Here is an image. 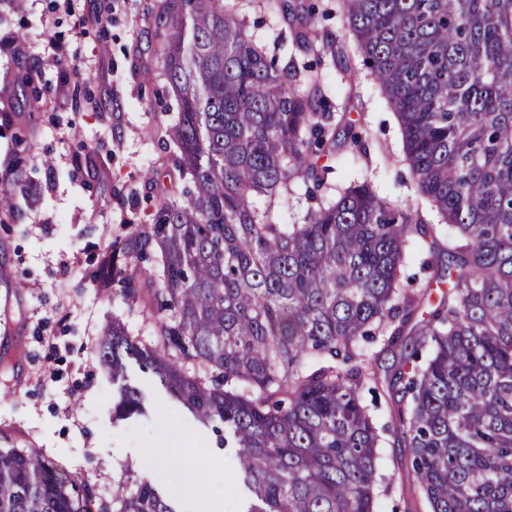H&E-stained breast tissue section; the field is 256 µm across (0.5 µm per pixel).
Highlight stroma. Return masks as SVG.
Here are the masks:
<instances>
[{"mask_svg": "<svg viewBox=\"0 0 512 512\" xmlns=\"http://www.w3.org/2000/svg\"><path fill=\"white\" fill-rule=\"evenodd\" d=\"M164 3L0 0V73L38 64L28 80L0 82V179L22 168L29 189L17 199L22 219L0 214V357L8 360L0 430L101 498L111 496L121 463H139L142 448L161 443L170 459L162 483L175 488L177 512H199L200 495L214 491L202 471L230 455L132 359L126 382L146 413L115 419L117 388L98 353L103 331L118 317L149 343L156 320L91 280L106 244L148 223L162 196L188 185L175 167L176 146L160 132L177 115L155 52L153 18ZM238 8L266 52L288 59L279 16L260 0H238ZM96 13L103 24L79 25L80 15ZM299 59L321 78L333 122L352 126L363 142L361 151L341 147L324 157L331 172L321 197L364 177L380 196L437 222L410 178L395 111L361 57L335 59L317 48ZM77 85L89 90L91 106L75 108Z\"/></svg>", "mask_w": 512, "mask_h": 512, "instance_id": "35a3bbf8", "label": "stroma"}]
</instances>
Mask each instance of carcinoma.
I'll return each mask as SVG.
<instances>
[{
	"mask_svg": "<svg viewBox=\"0 0 512 512\" xmlns=\"http://www.w3.org/2000/svg\"><path fill=\"white\" fill-rule=\"evenodd\" d=\"M338 3L440 220L364 178L318 197L336 127L312 71L269 58L237 0H168L155 36L178 112L163 133L191 186L101 259L96 281L130 309L134 268L154 264L147 301L163 317L153 344L112 320L100 360L116 381L136 357L235 449L245 512H376L392 488L378 466L388 436L409 451L402 492L427 512H512V0ZM265 6L293 49L314 47L315 6ZM298 179L312 182L314 205L279 224ZM17 212L1 185L0 213ZM414 238L436 255L433 277L448 278L422 320L428 287L400 281ZM379 342L398 354L383 370L370 353ZM367 381L386 397L384 424L363 403ZM141 410L121 386L115 415ZM0 512L176 510L130 464L108 502L0 431Z\"/></svg>",
	"mask_w": 512,
	"mask_h": 512,
	"instance_id": "obj_1",
	"label": "carcinoma"
}]
</instances>
